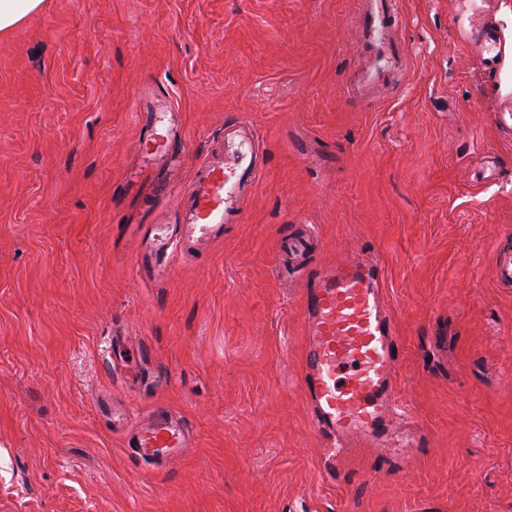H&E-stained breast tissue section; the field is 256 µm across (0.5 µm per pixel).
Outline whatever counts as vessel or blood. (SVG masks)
<instances>
[{
  "label": "vessel or blood",
  "instance_id": "b4317fda",
  "mask_svg": "<svg viewBox=\"0 0 512 512\" xmlns=\"http://www.w3.org/2000/svg\"><path fill=\"white\" fill-rule=\"evenodd\" d=\"M393 9L392 0H371L361 19L362 35L375 53L384 51L382 37L392 26ZM256 157L242 124L225 122L224 146L197 167L184 191V208L145 229L133 257L137 270L163 282L178 250L201 248L221 237L225 225L240 223L259 177ZM381 284L382 270L371 259L309 269L305 385L313 420L331 441L349 440L366 448L393 441L401 448H418L422 441L414 434L396 437L390 431L389 411L397 395L392 378L396 342L379 299ZM190 445L185 424L163 407L153 409L127 438L131 454L155 463Z\"/></svg>",
  "mask_w": 512,
  "mask_h": 512
}]
</instances>
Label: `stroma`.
I'll use <instances>...</instances> for the list:
<instances>
[{
    "mask_svg": "<svg viewBox=\"0 0 512 512\" xmlns=\"http://www.w3.org/2000/svg\"><path fill=\"white\" fill-rule=\"evenodd\" d=\"M363 2L46 0L0 39V512H512V0H396L406 67L364 100ZM149 83L187 148L165 193ZM229 115L252 201L153 284L129 228L179 204ZM289 224L318 233L312 263H380L418 452L349 448L324 476ZM158 405L193 438L163 465L125 446Z\"/></svg>",
    "mask_w": 512,
    "mask_h": 512,
    "instance_id": "stroma-1",
    "label": "stroma"
}]
</instances>
